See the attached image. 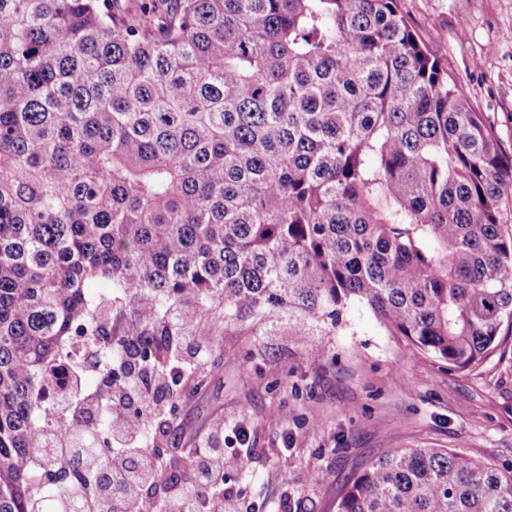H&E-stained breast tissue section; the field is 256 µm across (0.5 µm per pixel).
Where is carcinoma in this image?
Here are the masks:
<instances>
[{
  "mask_svg": "<svg viewBox=\"0 0 512 512\" xmlns=\"http://www.w3.org/2000/svg\"><path fill=\"white\" fill-rule=\"evenodd\" d=\"M351 302L457 372L512 330V155L401 0H0V512H81V400L165 366L180 304L323 336ZM71 336L104 372L43 405ZM336 512H512V474L391 449Z\"/></svg>",
  "mask_w": 512,
  "mask_h": 512,
  "instance_id": "carcinoma-1",
  "label": "carcinoma"
}]
</instances>
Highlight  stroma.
<instances>
[{
  "instance_id": "stroma-1",
  "label": "stroma",
  "mask_w": 512,
  "mask_h": 512,
  "mask_svg": "<svg viewBox=\"0 0 512 512\" xmlns=\"http://www.w3.org/2000/svg\"><path fill=\"white\" fill-rule=\"evenodd\" d=\"M402 3L512 153V0ZM204 372L179 402L167 453L200 445L220 420L248 427L256 461L227 477L240 512H335L349 479L391 448H457L512 471V340L456 372L353 302L321 338L227 330Z\"/></svg>"
}]
</instances>
